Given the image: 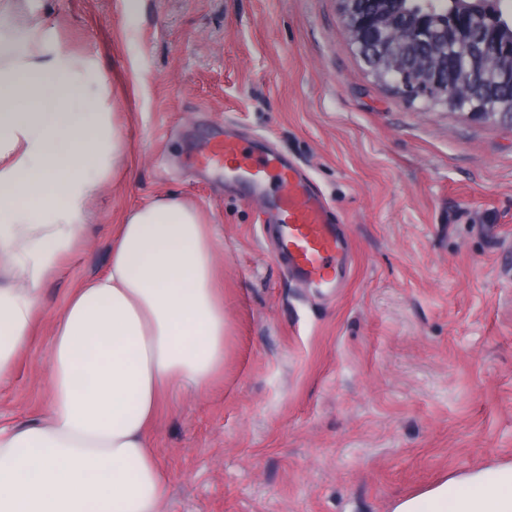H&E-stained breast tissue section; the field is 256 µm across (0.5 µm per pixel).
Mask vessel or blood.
Masks as SVG:
<instances>
[{"label":"vessel or blood","instance_id":"vessel-or-blood-1","mask_svg":"<svg viewBox=\"0 0 512 512\" xmlns=\"http://www.w3.org/2000/svg\"><path fill=\"white\" fill-rule=\"evenodd\" d=\"M201 160L252 193L271 196L277 253L286 261L289 276L334 286L346 245L327 203L295 166L279 154L258 153L253 145L229 137L210 145Z\"/></svg>","mask_w":512,"mask_h":512}]
</instances>
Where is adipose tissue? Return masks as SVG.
<instances>
[{
	"instance_id": "obj_1",
	"label": "adipose tissue",
	"mask_w": 512,
	"mask_h": 512,
	"mask_svg": "<svg viewBox=\"0 0 512 512\" xmlns=\"http://www.w3.org/2000/svg\"><path fill=\"white\" fill-rule=\"evenodd\" d=\"M0 0V382L43 316L45 282L83 242L85 207L118 175L121 129L84 99L81 65L9 31ZM212 225L162 194L127 211L102 276L74 288L48 356L44 415L0 426V512H163L149 432L172 388L224 372V298ZM392 512H512V464L398 498Z\"/></svg>"
}]
</instances>
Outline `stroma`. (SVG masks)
<instances>
[{
	"label": "stroma",
	"mask_w": 512,
	"mask_h": 512,
	"mask_svg": "<svg viewBox=\"0 0 512 512\" xmlns=\"http://www.w3.org/2000/svg\"><path fill=\"white\" fill-rule=\"evenodd\" d=\"M49 49L107 85L125 170L45 283L0 422L41 418L46 350L116 224L162 193L217 238L224 376L163 401L151 446L164 512H392L396 499L512 463V124L398 93L352 46L337 0H24ZM233 127L304 169L351 246L338 287L299 283L265 207L197 161Z\"/></svg>",
	"instance_id": "stroma-1"
}]
</instances>
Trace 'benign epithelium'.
Segmentation results:
<instances>
[{
  "label": "benign epithelium",
  "instance_id": "benign-epithelium-1",
  "mask_svg": "<svg viewBox=\"0 0 512 512\" xmlns=\"http://www.w3.org/2000/svg\"><path fill=\"white\" fill-rule=\"evenodd\" d=\"M338 2L350 40L366 65L380 81L413 99L458 110L466 95L467 75L505 58L512 61V40L498 36L502 18L495 0H451L450 7L440 10L433 9L439 0H420L423 12L415 18L404 0H384L381 13L365 9L361 0ZM438 38L478 47L468 70H460L446 52L430 61L407 62V44ZM468 113L512 124L511 112L474 105Z\"/></svg>",
  "mask_w": 512,
  "mask_h": 512
}]
</instances>
